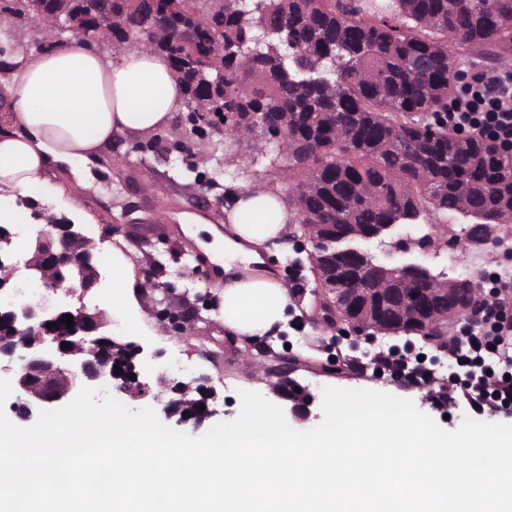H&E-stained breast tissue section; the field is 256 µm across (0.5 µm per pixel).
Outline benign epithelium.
I'll return each instance as SVG.
<instances>
[{
  "instance_id": "1",
  "label": "benign epithelium",
  "mask_w": 512,
  "mask_h": 512,
  "mask_svg": "<svg viewBox=\"0 0 512 512\" xmlns=\"http://www.w3.org/2000/svg\"><path fill=\"white\" fill-rule=\"evenodd\" d=\"M88 8L84 15L86 23L76 24L70 15L57 7L56 0H19L24 10L38 15H46L57 30L62 42L80 41L95 43L100 47L111 48L113 42L112 0H83ZM198 120L197 126L209 131L211 135L224 137V122L218 112H202L191 107ZM252 136H261L279 146L287 142L286 132L269 123L262 112L254 113L250 124ZM497 227L490 224L479 225V231L467 232L459 239L464 250L470 252L482 250L494 243ZM13 233L0 225V267L5 274L0 276V290L15 287L13 279L16 269L7 263L8 250L12 244ZM448 245L445 234H430L421 242L422 251L439 253ZM94 240L84 234L81 225L68 218L56 217L47 221L28 245L30 258L26 263L28 276L42 284L45 294L37 301L0 307V330L5 328L14 334L33 337V341L22 346L0 342V362L12 363V386L16 401L11 409L15 417L22 422L37 419L42 409H50L69 402L73 394L82 387H105L110 394L127 395L134 399L147 395L145 384L139 381L138 368L122 369L114 373L119 364L115 351L131 347L136 355L144 353L142 345L115 339L105 333L108 325L104 313L89 311L80 306L74 308L57 298L69 297L77 291L88 292L100 282V273L93 264ZM364 266L366 287L348 288L346 292L365 301V312L353 317L339 305L323 299V305L314 317V324L335 331L344 329L356 336H368L378 332V326L384 321L372 315L369 305L372 299H391L398 305L400 313L417 324L415 333L437 347L447 343L444 330L455 324L472 322V313L481 300L482 288L476 280H471L466 295L460 296L461 288L456 281H448V287L439 288L442 279L434 276L425 263L416 258L402 263L377 261L369 253H358ZM448 299V310L440 313L436 303L438 298ZM168 327L173 332L184 335L194 328L198 321L197 307L187 295H168L165 297ZM73 317V329L61 322L64 315ZM55 327L49 328L47 324ZM68 343L65 349L61 344ZM246 363L257 362L259 370L271 383V391L285 401V411L297 422L309 420L311 399L292 389L289 375L295 364L263 346L245 341V349L240 351ZM158 393L153 396L157 410L167 420L178 425H191L197 431L217 414L213 403L218 399L209 377L201 375L194 379L196 387L184 385L170 379L165 374L156 378ZM189 416H184V413Z\"/></svg>"
}]
</instances>
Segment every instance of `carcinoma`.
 Listing matches in <instances>:
<instances>
[{"label":"carcinoma","mask_w":512,"mask_h":512,"mask_svg":"<svg viewBox=\"0 0 512 512\" xmlns=\"http://www.w3.org/2000/svg\"><path fill=\"white\" fill-rule=\"evenodd\" d=\"M146 0H112V34L126 40L153 12ZM155 20L168 35L157 54L183 95L217 104L239 126L252 112L288 126L272 145L296 224H326L318 250L324 281L352 278L349 224H394L371 244L423 238V220L456 214L469 227L512 222V157L495 141L453 138L444 116L466 50L488 67L512 66V0H224V13L193 3ZM35 18L0 0V24ZM224 69V86L213 84Z\"/></svg>","instance_id":"1"}]
</instances>
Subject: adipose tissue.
Here are the masks:
<instances>
[{"mask_svg": "<svg viewBox=\"0 0 512 512\" xmlns=\"http://www.w3.org/2000/svg\"><path fill=\"white\" fill-rule=\"evenodd\" d=\"M6 84L9 113L0 134V189L25 196L49 181L51 164H78L75 192L88 188L89 165L119 135L147 137L168 127L183 103L167 60L145 48L113 54L77 42L38 54H19ZM229 234L212 229L210 250L257 263V245L287 236L293 211L275 190L257 186L238 192L225 212ZM228 278L220 316L243 336H262L282 322L290 303L284 281Z\"/></svg>", "mask_w": 512, "mask_h": 512, "instance_id": "1", "label": "adipose tissue"}]
</instances>
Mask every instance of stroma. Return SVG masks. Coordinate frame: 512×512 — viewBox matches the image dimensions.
Segmentation results:
<instances>
[{"label": "stroma", "instance_id": "1", "mask_svg": "<svg viewBox=\"0 0 512 512\" xmlns=\"http://www.w3.org/2000/svg\"><path fill=\"white\" fill-rule=\"evenodd\" d=\"M268 150V144L259 138L244 146L234 139L207 140L192 136L183 140L179 148L161 154L154 147L153 137L121 136L103 147L107 163L97 166L91 189L80 194L72 192L74 175L69 166L55 164L49 171L48 185L32 197L39 207L82 224L89 237L99 238L103 225H111V242L130 258L135 280L146 276L148 262L141 246L149 243L162 252L165 271L157 277L161 287L171 282L177 292L205 294L208 308L202 313V322L197 323L191 334L179 335L152 313L156 302L163 297L161 288L138 289L133 307L136 319L123 336L146 350L164 351V358L154 362L156 370L165 368V357L173 352L193 357L192 376L205 374L215 381L219 391L216 419L220 422L238 416L241 391L257 392L268 400L273 394L269 378L261 373L247 374L242 356L225 345L226 329L218 313L222 287L194 273L195 263L189 252L198 246L195 228L180 223L179 217L202 213L220 225L224 222L225 208L243 186L255 182L281 187L279 175L268 164ZM188 165L194 167L195 176H180V169ZM131 201L139 206L138 221L134 224L123 215L125 204ZM263 251L264 265L271 275L290 286L292 304L282 327L286 339L273 342L272 347L277 351L287 350L296 359L292 378L313 398L310 426H317L323 419L322 390L326 387L385 392L412 400L445 430L452 431L460 425L469 413L467 406L437 402L431 386L408 387L388 378H365L347 369L348 345L336 344L331 334L319 333L303 320L304 314L315 306V284L308 270L294 274L288 270L286 257L292 252L291 244L280 238L271 239L264 243ZM300 335L305 342L299 346L295 339ZM328 364L336 365L338 374L324 373L323 368Z\"/></svg>", "mask_w": 512, "mask_h": 512}]
</instances>
